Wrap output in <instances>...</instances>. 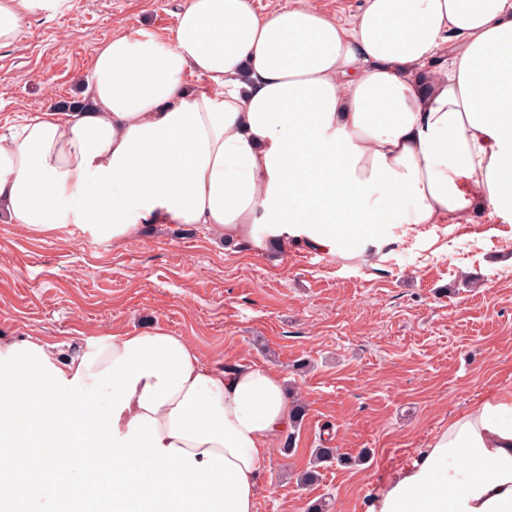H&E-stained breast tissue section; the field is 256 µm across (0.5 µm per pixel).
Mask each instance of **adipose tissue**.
<instances>
[{"label": "adipose tissue", "instance_id": "1", "mask_svg": "<svg viewBox=\"0 0 512 512\" xmlns=\"http://www.w3.org/2000/svg\"><path fill=\"white\" fill-rule=\"evenodd\" d=\"M66 2L0 0V46ZM477 210L512 220V0H364L345 23L184 0L165 36L100 47L76 111L0 134V220L44 238L83 224L119 247L143 224H203L256 255L368 262L394 244L387 225L417 235ZM0 421L1 501L59 505L74 467L101 465L112 512H254L293 412L276 370H215L159 325L64 359L0 341ZM372 512H512V391L439 428Z\"/></svg>", "mask_w": 512, "mask_h": 512}]
</instances>
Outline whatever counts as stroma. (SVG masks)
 I'll return each mask as SVG.
<instances>
[{
    "label": "stroma",
    "instance_id": "1",
    "mask_svg": "<svg viewBox=\"0 0 512 512\" xmlns=\"http://www.w3.org/2000/svg\"><path fill=\"white\" fill-rule=\"evenodd\" d=\"M184 0H69L0 46V133L79 95L98 48L163 35ZM366 265L301 247L255 255L205 225H145L122 247L82 224L43 238L0 223V339H50L66 356L162 324L221 370L278 371L304 417L277 439L255 512H368L432 435L512 390V223L488 212ZM346 456L300 484L315 448Z\"/></svg>",
    "mask_w": 512,
    "mask_h": 512
}]
</instances>
